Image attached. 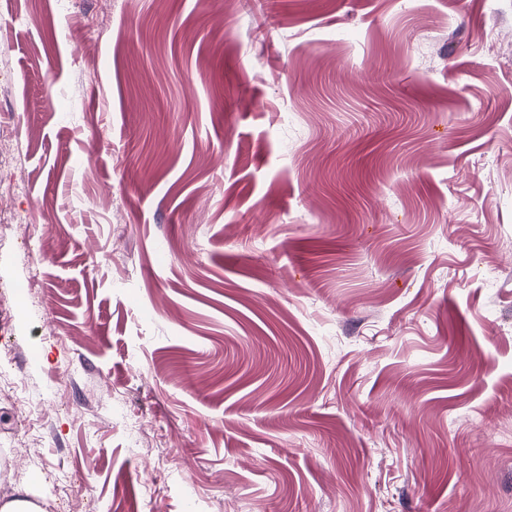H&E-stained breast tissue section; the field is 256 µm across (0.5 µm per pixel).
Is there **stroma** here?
I'll return each instance as SVG.
<instances>
[{"label":"stroma","instance_id":"stroma-1","mask_svg":"<svg viewBox=\"0 0 512 512\" xmlns=\"http://www.w3.org/2000/svg\"><path fill=\"white\" fill-rule=\"evenodd\" d=\"M0 152V498L512 512V0H9Z\"/></svg>","mask_w":512,"mask_h":512}]
</instances>
